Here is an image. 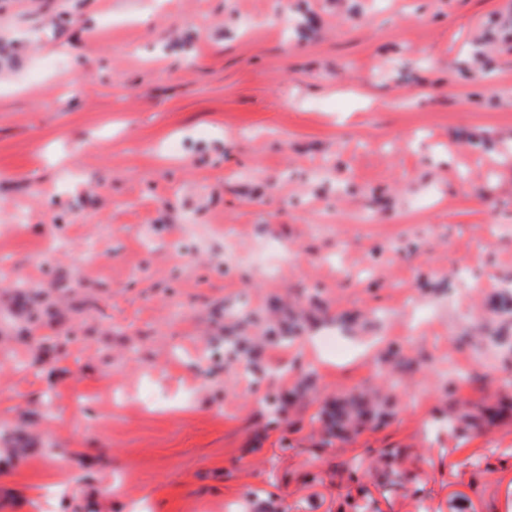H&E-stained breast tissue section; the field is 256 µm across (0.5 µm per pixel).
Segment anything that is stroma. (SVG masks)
Masks as SVG:
<instances>
[{"instance_id": "obj_1", "label": "stroma", "mask_w": 512, "mask_h": 512, "mask_svg": "<svg viewBox=\"0 0 512 512\" xmlns=\"http://www.w3.org/2000/svg\"><path fill=\"white\" fill-rule=\"evenodd\" d=\"M512 0H0V512H512V421L449 434L512 277ZM73 281L66 300L52 284ZM315 294L293 343L268 348ZM341 332V355L318 338ZM306 396L277 405L301 376ZM512 375L488 350L461 388ZM388 416L324 444L327 403Z\"/></svg>"}]
</instances>
